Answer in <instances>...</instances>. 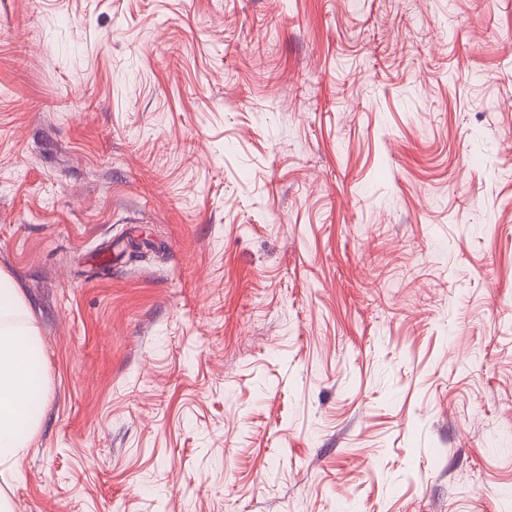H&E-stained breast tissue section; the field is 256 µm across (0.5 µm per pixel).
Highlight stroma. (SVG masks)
I'll return each mask as SVG.
<instances>
[{
	"instance_id": "35a3bbf8",
	"label": "stroma",
	"mask_w": 512,
	"mask_h": 512,
	"mask_svg": "<svg viewBox=\"0 0 512 512\" xmlns=\"http://www.w3.org/2000/svg\"><path fill=\"white\" fill-rule=\"evenodd\" d=\"M0 271L13 512H512V0H0ZM11 278L0 271V466L17 473L40 419L38 390L31 403V370L42 357L39 333Z\"/></svg>"
}]
</instances>
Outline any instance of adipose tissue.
Returning <instances> with one entry per match:
<instances>
[{
  "mask_svg": "<svg viewBox=\"0 0 512 512\" xmlns=\"http://www.w3.org/2000/svg\"><path fill=\"white\" fill-rule=\"evenodd\" d=\"M42 357L39 333L11 278L0 272V466L18 472L40 419L30 408L31 371Z\"/></svg>",
  "mask_w": 512,
  "mask_h": 512,
  "instance_id": "obj_1",
  "label": "adipose tissue"
}]
</instances>
